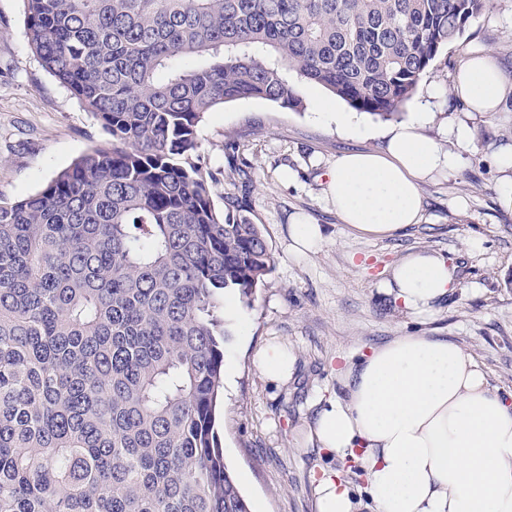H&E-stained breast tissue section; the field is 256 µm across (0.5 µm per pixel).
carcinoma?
Returning <instances> with one entry per match:
<instances>
[{"instance_id": "cac0c4a2", "label": "carcinoma", "mask_w": 512, "mask_h": 512, "mask_svg": "<svg viewBox=\"0 0 512 512\" xmlns=\"http://www.w3.org/2000/svg\"><path fill=\"white\" fill-rule=\"evenodd\" d=\"M493 0H24L97 146L0 199V512H249L214 432L224 290L274 259L220 213L197 130L318 84L389 117Z\"/></svg>"}]
</instances>
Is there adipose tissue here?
Wrapping results in <instances>:
<instances>
[{
	"label": "adipose tissue",
	"instance_id": "1",
	"mask_svg": "<svg viewBox=\"0 0 512 512\" xmlns=\"http://www.w3.org/2000/svg\"><path fill=\"white\" fill-rule=\"evenodd\" d=\"M453 88L472 112L499 111L512 94L488 53L470 57ZM426 119L421 110L393 125L382 151L337 158L327 194L355 232L391 237L418 223L421 183L455 165L453 154L421 133ZM456 284L444 255L419 251L391 268L382 290L425 316ZM255 364L282 385L297 357L272 342ZM336 381L341 394L316 412L305 442L320 457L356 466L370 512H512V390L493 386L459 345L400 336L346 357ZM313 482L318 512H355L354 492L338 471L321 468Z\"/></svg>",
	"mask_w": 512,
	"mask_h": 512
}]
</instances>
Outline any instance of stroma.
I'll list each match as a JSON object with an SVG mask.
<instances>
[{"label":"stroma","mask_w":512,"mask_h":512,"mask_svg":"<svg viewBox=\"0 0 512 512\" xmlns=\"http://www.w3.org/2000/svg\"><path fill=\"white\" fill-rule=\"evenodd\" d=\"M475 51L493 53L512 81V0H495L490 17L470 26L445 50L401 109L430 116L422 132L458 165L421 185L420 223L394 237L355 233L325 195L336 157L380 151L390 120L365 112L362 135L338 128L331 115L348 111L322 87L298 82L303 107L242 99L206 113L198 128L199 161L213 173L216 208L237 199L259 224L274 257L253 300L234 295L226 319L223 398L215 428L224 461L251 512H317L312 475L325 461L307 450L302 428L314 400L338 391V358L411 333L448 339L469 353L493 385L512 389V211L500 207L505 179L496 163L512 145V98L501 111L469 112L452 95L457 71ZM466 126L469 144L455 131ZM109 137L91 113L47 74L29 48L22 0H0V197L35 193L59 171ZM320 225L322 245L291 250L294 220ZM478 248H470V241ZM434 251L457 267L458 286L433 315L418 318L394 305L380 286L410 253ZM288 344L297 372L270 384L253 364L267 342Z\"/></svg>","instance_id":"35a3bbf8"}]
</instances>
